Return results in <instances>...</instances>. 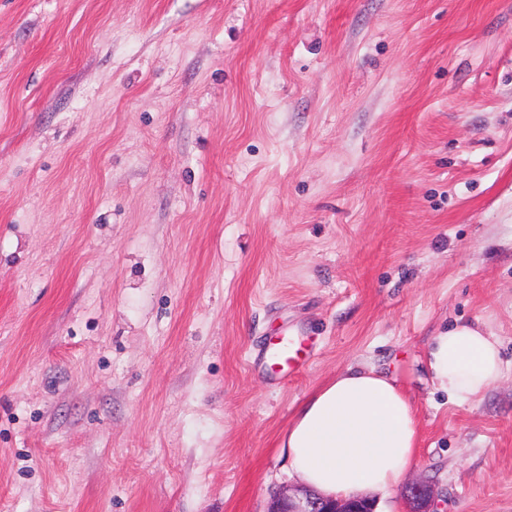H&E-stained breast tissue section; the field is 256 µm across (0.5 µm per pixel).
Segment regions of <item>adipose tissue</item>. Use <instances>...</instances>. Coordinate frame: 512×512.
<instances>
[{"label":"adipose tissue","mask_w":512,"mask_h":512,"mask_svg":"<svg viewBox=\"0 0 512 512\" xmlns=\"http://www.w3.org/2000/svg\"><path fill=\"white\" fill-rule=\"evenodd\" d=\"M426 364L452 402L479 396L504 371L498 341L466 324L435 336ZM418 441L412 403L395 379L351 366L298 407L281 448L307 489L349 498L398 483Z\"/></svg>","instance_id":"adipose-tissue-1"}]
</instances>
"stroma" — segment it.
<instances>
[{"instance_id": "stroma-1", "label": "stroma", "mask_w": 512, "mask_h": 512, "mask_svg": "<svg viewBox=\"0 0 512 512\" xmlns=\"http://www.w3.org/2000/svg\"><path fill=\"white\" fill-rule=\"evenodd\" d=\"M351 365L439 512H512V0H0V512H267ZM427 367L449 401L482 394L503 375L499 343L480 328L460 324L433 338ZM300 352L301 349L295 348L293 343L289 342L288 338L282 339L275 354L279 360L281 370H285L286 373L291 374L302 365L301 361L303 359Z\"/></svg>"}]
</instances>
